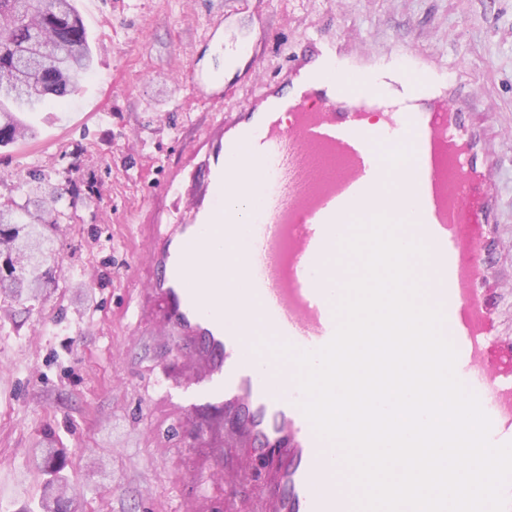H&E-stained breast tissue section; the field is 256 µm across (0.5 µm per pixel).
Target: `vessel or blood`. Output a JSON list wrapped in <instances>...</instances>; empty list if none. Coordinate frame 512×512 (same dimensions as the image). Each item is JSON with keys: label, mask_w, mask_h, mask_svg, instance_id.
I'll return each mask as SVG.
<instances>
[{"label": "vessel or blood", "mask_w": 512, "mask_h": 512, "mask_svg": "<svg viewBox=\"0 0 512 512\" xmlns=\"http://www.w3.org/2000/svg\"><path fill=\"white\" fill-rule=\"evenodd\" d=\"M282 77L211 128L189 163L203 175L187 210L144 224L151 294L165 306L156 333L193 343L190 409L233 418L251 460L271 457L268 512H355L353 490L332 484L337 455L319 437L290 378L274 382L262 354L245 355L250 316L300 351L325 346L338 325L336 272L323 263L336 226L384 193L413 217L427 249L428 304L444 316L455 372L489 416L493 443L512 442V340L497 332L498 291L487 272L497 221V157L445 70L406 48L380 59L347 52L313 31ZM416 135L404 175L377 144ZM257 200L246 227L247 291L224 311V227Z\"/></svg>", "instance_id": "1"}]
</instances>
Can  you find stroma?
<instances>
[{"mask_svg":"<svg viewBox=\"0 0 512 512\" xmlns=\"http://www.w3.org/2000/svg\"><path fill=\"white\" fill-rule=\"evenodd\" d=\"M93 49L78 95L25 113L36 137L0 146V197L37 169L77 195L55 228V284L30 307L0 298V512H35L34 448L63 452L83 512H259L265 479L245 467L225 429L196 412L179 428L159 399L182 381L187 354L130 323L147 288L132 266L140 224L185 209L162 196L221 111L276 80L311 29H335L352 52L411 47L451 67V84L485 114L500 159L501 210L491 277L512 336V0H74ZM247 43L233 69L224 41ZM219 76L205 96L186 77ZM236 475L237 494L224 475Z\"/></svg>","mask_w":512,"mask_h":512,"instance_id":"1","label":"stroma"}]
</instances>
